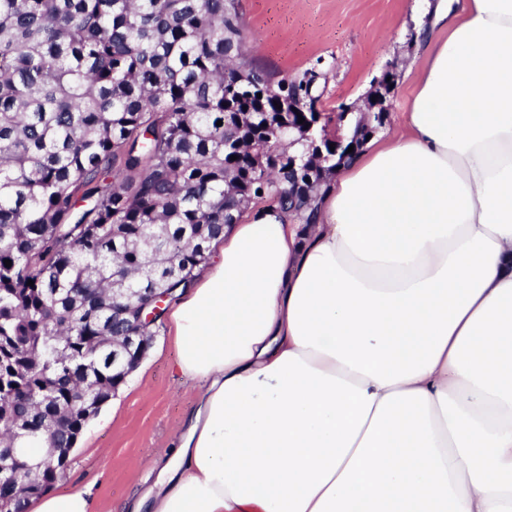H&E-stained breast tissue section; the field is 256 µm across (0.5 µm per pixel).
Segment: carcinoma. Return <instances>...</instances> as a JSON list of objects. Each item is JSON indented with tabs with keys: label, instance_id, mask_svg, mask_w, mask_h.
<instances>
[{
	"label": "carcinoma",
	"instance_id": "carcinoma-1",
	"mask_svg": "<svg viewBox=\"0 0 512 512\" xmlns=\"http://www.w3.org/2000/svg\"><path fill=\"white\" fill-rule=\"evenodd\" d=\"M316 78L255 65L235 0H0V444L78 438L126 383L112 336L153 337L251 204L314 223L336 152L288 88Z\"/></svg>",
	"mask_w": 512,
	"mask_h": 512
}]
</instances>
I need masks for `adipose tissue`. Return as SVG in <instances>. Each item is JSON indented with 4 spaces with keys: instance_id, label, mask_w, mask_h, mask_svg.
<instances>
[{
    "instance_id": "1",
    "label": "adipose tissue",
    "mask_w": 512,
    "mask_h": 512,
    "mask_svg": "<svg viewBox=\"0 0 512 512\" xmlns=\"http://www.w3.org/2000/svg\"><path fill=\"white\" fill-rule=\"evenodd\" d=\"M403 131L224 232L125 512H512V0H439Z\"/></svg>"
}]
</instances>
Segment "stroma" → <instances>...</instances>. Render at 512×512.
Instances as JSON below:
<instances>
[{
    "label": "stroma",
    "instance_id": "obj_1",
    "mask_svg": "<svg viewBox=\"0 0 512 512\" xmlns=\"http://www.w3.org/2000/svg\"><path fill=\"white\" fill-rule=\"evenodd\" d=\"M436 0H236L242 37L252 61L282 77L318 75L320 107L333 115L370 89L389 62L398 77L389 118L392 134L410 104L425 60L420 39ZM176 349L167 328L112 397L84 428L69 467L56 485L88 490L95 512H121L140 488L170 434L192 407L196 387L175 369Z\"/></svg>",
    "mask_w": 512,
    "mask_h": 512
}]
</instances>
